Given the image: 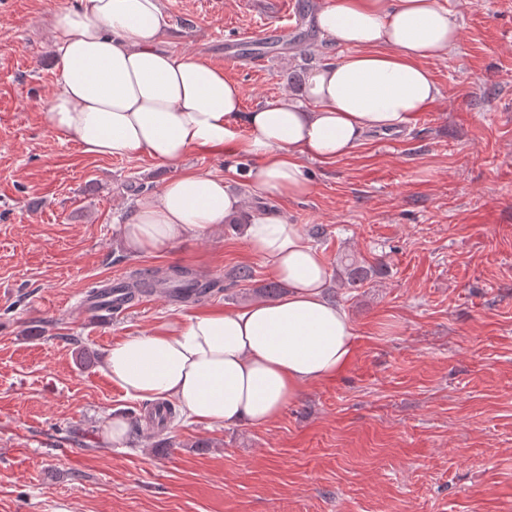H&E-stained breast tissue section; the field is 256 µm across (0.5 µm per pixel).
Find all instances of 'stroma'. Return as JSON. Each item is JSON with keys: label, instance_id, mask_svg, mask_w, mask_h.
Wrapping results in <instances>:
<instances>
[{"label": "stroma", "instance_id": "obj_1", "mask_svg": "<svg viewBox=\"0 0 512 512\" xmlns=\"http://www.w3.org/2000/svg\"><path fill=\"white\" fill-rule=\"evenodd\" d=\"M78 0H0V512H512V0H446L460 25L428 66L441 96L399 133L332 164L304 160L307 195L274 203L316 241L356 356L263 427L177 418L119 445L141 415L101 369L115 342L196 311L161 291L124 312L85 294L134 271L185 267L221 283L205 307L260 299L272 277L242 229L134 257L119 227L171 167L84 154L53 131L50 22ZM288 39L250 49L280 0H165L167 50L223 67L243 108L299 95L294 75L345 49L295 0ZM255 164L195 151L185 168L240 179ZM355 254L364 287L336 276ZM251 281L226 288L240 266Z\"/></svg>", "mask_w": 512, "mask_h": 512}]
</instances>
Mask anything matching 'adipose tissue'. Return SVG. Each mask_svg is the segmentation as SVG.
Returning a JSON list of instances; mask_svg holds the SVG:
<instances>
[{
	"label": "adipose tissue",
	"mask_w": 512,
	"mask_h": 512,
	"mask_svg": "<svg viewBox=\"0 0 512 512\" xmlns=\"http://www.w3.org/2000/svg\"><path fill=\"white\" fill-rule=\"evenodd\" d=\"M315 24L346 48L345 57L311 70L304 98L286 95L246 112L241 85L223 68L164 48L163 0H79L55 14L58 89L46 106L50 128L89 155H145L175 169L137 199L121 225L131 254L213 232L244 197L308 194L304 159L343 158L368 134L405 129L439 98L427 62L447 57L459 35L441 0H323ZM226 149L258 160L240 187L181 166L191 152ZM246 235L287 293L183 315L116 342L104 373L126 396L175 403L210 427H260L304 387L338 377L352 362L353 326L326 296L318 247L267 210L251 215Z\"/></svg>",
	"instance_id": "1"
}]
</instances>
